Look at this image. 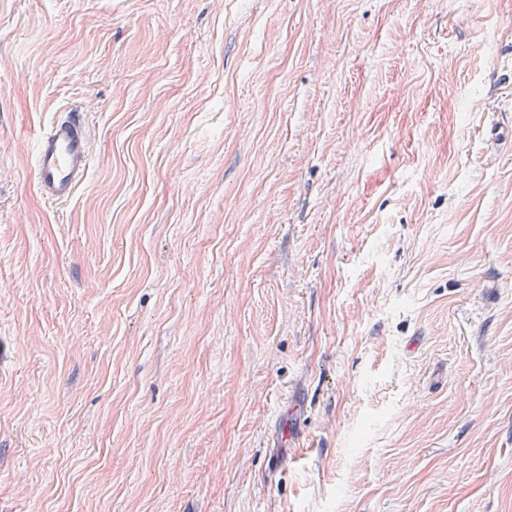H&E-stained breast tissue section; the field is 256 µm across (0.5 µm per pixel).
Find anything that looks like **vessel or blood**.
Masks as SVG:
<instances>
[{
	"mask_svg": "<svg viewBox=\"0 0 512 512\" xmlns=\"http://www.w3.org/2000/svg\"><path fill=\"white\" fill-rule=\"evenodd\" d=\"M488 142L512 148V122L494 120L486 130ZM93 167L91 129L83 110L61 113L37 139L33 177L38 196L48 203L74 198Z\"/></svg>",
	"mask_w": 512,
	"mask_h": 512,
	"instance_id": "b4317fda",
	"label": "vessel or blood"
}]
</instances>
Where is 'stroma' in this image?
Masks as SVG:
<instances>
[{"instance_id":"stroma-1","label":"stroma","mask_w":512,"mask_h":512,"mask_svg":"<svg viewBox=\"0 0 512 512\" xmlns=\"http://www.w3.org/2000/svg\"><path fill=\"white\" fill-rule=\"evenodd\" d=\"M497 111L512 0H0V512H512ZM93 167L91 129L81 109L61 113L37 139L33 177L38 197L48 203L74 198Z\"/></svg>"}]
</instances>
